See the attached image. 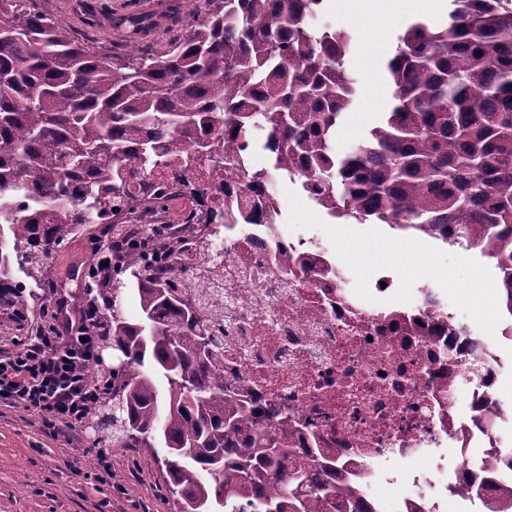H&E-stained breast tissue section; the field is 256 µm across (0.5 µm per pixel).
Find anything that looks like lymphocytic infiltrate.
Segmentation results:
<instances>
[{"instance_id":"f902f5d3","label":"lymphocytic infiltrate","mask_w":512,"mask_h":512,"mask_svg":"<svg viewBox=\"0 0 512 512\" xmlns=\"http://www.w3.org/2000/svg\"><path fill=\"white\" fill-rule=\"evenodd\" d=\"M64 313V301H52L36 335L18 338L13 350L0 352V403L37 413L50 435L77 437L104 393L89 379L105 331L104 313L85 300L77 326L65 330Z\"/></svg>"}]
</instances>
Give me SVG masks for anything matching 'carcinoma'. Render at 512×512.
Returning <instances> with one entry per match:
<instances>
[{
	"label": "carcinoma",
	"mask_w": 512,
	"mask_h": 512,
	"mask_svg": "<svg viewBox=\"0 0 512 512\" xmlns=\"http://www.w3.org/2000/svg\"><path fill=\"white\" fill-rule=\"evenodd\" d=\"M33 2L0 0V310L18 330L30 307L15 270L45 286L51 251L84 225L110 231L160 208L167 186L136 195L132 158L144 176L208 170L194 193H216L224 163L249 162L226 129L244 148L261 131L271 167L334 219L494 259L512 317V0H451L443 26L409 24L386 63L391 101L343 156L332 141L356 94L350 35L311 23L323 0H206L205 15L160 48L141 44L152 16L103 19L84 0L91 23L128 33V53L83 46ZM35 93L42 105L25 106ZM112 272L136 285L141 319L125 317L121 289H101L125 364L112 372L117 420L101 422L110 436L97 442L163 448L176 512H372L349 480L313 477V465H335L292 459L287 413H255L224 380V313L203 292L134 253Z\"/></svg>",
	"instance_id": "carcinoma-1"
}]
</instances>
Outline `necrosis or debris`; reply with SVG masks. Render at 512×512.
Instances as JSON below:
<instances>
[{
	"label": "necrosis or debris",
	"instance_id": "necrosis-or-debris-1",
	"mask_svg": "<svg viewBox=\"0 0 512 512\" xmlns=\"http://www.w3.org/2000/svg\"><path fill=\"white\" fill-rule=\"evenodd\" d=\"M178 176L166 174L157 230L182 239L189 263L199 233L191 219L203 207ZM254 177L235 168L219 176L222 206L252 216L247 230L225 231L224 286L207 295L224 310L225 379L287 412L298 427L297 459L335 458L369 505L381 480L407 487L394 512H440L448 499L480 506L512 488V448L497 435L512 423L500 398V347L512 343V322L494 335L476 330L429 285L396 302L392 276L378 269L354 287L339 257L270 224L280 201L268 188L255 193ZM260 195L268 211L253 210ZM282 254L329 272L282 275Z\"/></svg>",
	"mask_w": 512,
	"mask_h": 512
}]
</instances>
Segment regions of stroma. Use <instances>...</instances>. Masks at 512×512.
<instances>
[{"instance_id": "stroma-1", "label": "stroma", "mask_w": 512, "mask_h": 512, "mask_svg": "<svg viewBox=\"0 0 512 512\" xmlns=\"http://www.w3.org/2000/svg\"><path fill=\"white\" fill-rule=\"evenodd\" d=\"M38 9L67 26L77 40L97 51L123 49L119 31L83 23L77 0H37ZM424 17L446 21L447 9L417 13L409 0H324L314 23L346 31L351 37L345 66L354 79L355 103L343 116L332 147L342 155L362 142L391 99L384 70L396 47V35L407 21ZM272 190L282 210L283 234L317 237L322 244L345 242L347 260L362 271L368 258L394 276L406 299L407 288L432 282L451 306L475 325L494 330L502 317L490 301L497 283L492 259L459 246L403 235L385 224L343 223L309 200L298 183L275 177ZM102 228L84 227L48 263L57 293L66 299L83 295L85 283L74 268L93 263ZM148 448L112 451V480L95 477L96 460L64 437L44 433L35 413L0 404V512H175L164 469L154 465Z\"/></svg>"}]
</instances>
